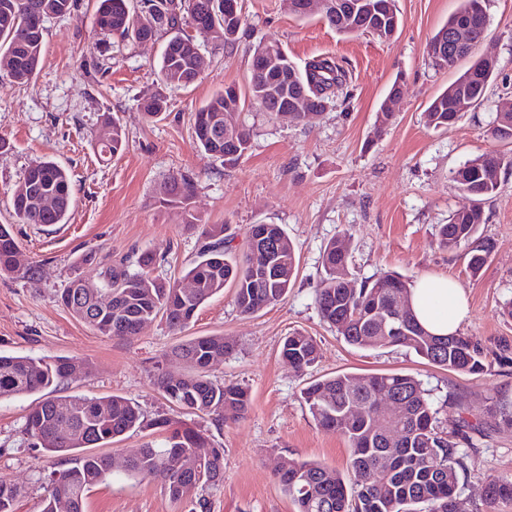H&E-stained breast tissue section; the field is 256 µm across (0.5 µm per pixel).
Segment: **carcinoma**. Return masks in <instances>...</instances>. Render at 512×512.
<instances>
[{
	"label": "carcinoma",
	"mask_w": 512,
	"mask_h": 512,
	"mask_svg": "<svg viewBox=\"0 0 512 512\" xmlns=\"http://www.w3.org/2000/svg\"><path fill=\"white\" fill-rule=\"evenodd\" d=\"M385 0H362V16L343 20L326 14V22L340 34L364 33L371 23L383 19L375 36L389 40L391 16L384 12ZM481 0H463L462 6L448 18L446 27L468 20L474 5ZM74 0H0V72L17 83L31 81L43 60L45 29L31 31L33 25L49 16L71 14ZM207 24L213 37L234 46L244 34V21L224 13V0H99L97 27L122 44L142 43L162 32H170L160 61V80L178 89L194 82L205 69L207 60L192 38L182 34L183 27L195 22ZM284 69L295 76L288 97L269 100L265 111L288 105V100L306 92L315 104H329L335 94L347 88V70L332 58L321 57L298 69L289 59ZM283 69L273 66L251 69L248 85L234 84L212 96L192 113L195 142L212 157L235 163L251 148L249 130L224 111L257 100L260 87L281 80ZM455 84L436 96L426 112V124L447 127L459 119ZM147 119L161 117L168 99L154 94L142 100ZM492 138L512 144V105L496 113L490 127ZM100 151L117 155L125 149L123 129L110 115L102 118L97 136ZM512 166V158L500 153L480 155L454 172L453 180L474 204L458 210L440 225L436 243L454 250L461 243L470 245L468 268L477 273L487 261L492 246L477 237L484 223L481 207L486 197L496 192L502 169ZM194 178L180 173L171 178L167 190L170 202L182 209L184 227L199 232L202 244L184 279L195 284L189 294L175 282L158 281L150 276L156 256L142 252L136 260L138 270L120 266L106 268L97 282L74 277L60 294L61 304L77 320L108 336H128L140 326L160 316L173 330L187 327L198 307L207 299L234 288V301L240 314L250 316L282 301L291 288L297 270L294 245L280 224H254L248 230L247 250L235 254L234 235L225 224H202L193 212L191 200ZM48 194L56 204L44 209L35 197ZM73 205L72 181L68 172L52 161H41L27 171L12 189L10 206L21 224H64ZM272 239L277 249L265 260L256 245L262 238ZM18 244L9 226L0 225V272L34 278L31 268L16 264ZM324 276L315 301L322 319L344 340L367 350L405 346L427 362L450 371L480 374L488 363L482 345L471 336L437 337L427 333L411 312L393 309V295L409 293L410 283L402 277L384 273L360 284L348 278L349 248L342 239L330 241L322 253ZM388 312L395 322L407 326L408 334H395L383 325L380 316ZM234 345L222 335L199 336L178 344L170 357L188 365L190 372L177 383L166 377L157 386L163 397L183 410L224 420V414L244 415L249 395L237 384H225L209 378V361L228 355ZM281 354L298 371L312 367L318 357L316 340L302 332L286 337ZM77 359L61 357L53 361L29 356L0 354V397L57 391L61 384L76 378ZM389 389L401 393L387 424L382 425L375 412L377 396ZM303 399L317 424L343 435L351 450L347 474L317 462L294 461L288 471L278 474L283 490L295 503L297 512H456L460 498V471L465 469L464 454L456 438L471 431L484 434L482 422L458 419L450 432L440 429V408L423 389L420 380L409 374L378 373L337 374L308 385ZM361 412L349 419L351 406ZM106 412H101L100 408ZM497 425L512 429V402H496L490 409ZM145 427L139 406L132 400L114 395L94 399L81 395L47 396L28 415L26 434L34 447L57 454L65 468L50 476L41 512H58L65 501L66 512H85L84 504L92 487L112 474V457L91 452L112 443L124 434ZM150 427L165 432L163 443H148L127 459L124 471L131 477L159 478L169 498L181 501L193 492L218 485L224 479V449H212L211 459L200 472L188 464L195 449L208 447L206 437L190 424L160 416ZM19 489L0 479V512H15ZM512 503V480H485L486 512H496L501 504Z\"/></svg>",
	"instance_id": "cac0c4a2"
}]
</instances>
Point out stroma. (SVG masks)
Segmentation results:
<instances>
[{"label": "stroma", "instance_id": "stroma-1", "mask_svg": "<svg viewBox=\"0 0 512 512\" xmlns=\"http://www.w3.org/2000/svg\"><path fill=\"white\" fill-rule=\"evenodd\" d=\"M461 0H397L398 33L381 40L366 33L345 36L314 14L300 19L283 0H243L247 34L224 47L186 27L208 64L188 87L165 90L158 71L165 38L115 47L94 25L97 0H75L70 15L45 19L43 61L30 83L0 76V224L19 244L36 280L0 275V353L52 360L75 357L85 374L65 383L62 394L90 398L120 395L138 403L145 418H184L224 451V480L205 489L210 512H296L279 486L282 461H316L338 471L349 466L342 435L321 428L301 398L309 382L342 372H398L415 376L451 425L458 417L486 419L496 398L512 401V356L492 361L480 375L451 372L404 346L362 350L348 345L323 321L315 303L322 252L333 239L350 242L349 271L356 280L393 272L415 281L443 276L464 289L469 316L461 333L488 350L512 346V319L500 316L512 298V168L482 205L480 238L494 249L478 274L467 268L468 244L439 249L436 234L449 215L468 206L452 180L467 161L504 151L489 134L499 103L512 100V0H485L486 49L497 57V75L478 108L448 127L427 126L431 99L466 69L436 66L427 47ZM275 42L297 67L318 57L336 58L350 75L349 94L334 99L306 122L277 119L258 104L239 120L251 148L237 164L201 153L190 116L225 85L246 86L251 49ZM404 95L392 123L377 129V112L395 77ZM165 92L169 116L148 121L142 99ZM126 135L124 151L100 154L95 141L103 115ZM52 160L68 170L74 205L66 223L18 224L10 192L30 166ZM193 176L192 207L205 224L228 223L238 239L251 225H283L299 261L285 300L252 316L241 315L233 288L204 302L183 330L157 319L132 336H105L74 318L58 296L75 276L98 279L103 268H135L153 252V278H180L196 257L198 235L182 228L180 211L168 204L171 176ZM93 263H82L86 253ZM300 331L318 343V358L297 371L280 354L286 336ZM230 337L234 350L209 368L212 379L246 387L247 413L215 421L188 415L166 401L160 376L186 374L170 350L198 336ZM42 394L0 398V478L17 485L15 512H40L45 481L59 470L55 454L32 447L25 421ZM466 472L460 495L469 512L482 507L486 477L512 479V429L488 427L485 437L461 441ZM87 512H190V500L171 501L160 480L132 478L115 468L85 500Z\"/></svg>", "mask_w": 512, "mask_h": 512}]
</instances>
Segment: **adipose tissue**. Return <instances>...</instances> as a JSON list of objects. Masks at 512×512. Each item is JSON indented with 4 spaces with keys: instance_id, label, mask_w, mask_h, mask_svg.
<instances>
[{
    "instance_id": "adipose-tissue-1",
    "label": "adipose tissue",
    "mask_w": 512,
    "mask_h": 512,
    "mask_svg": "<svg viewBox=\"0 0 512 512\" xmlns=\"http://www.w3.org/2000/svg\"><path fill=\"white\" fill-rule=\"evenodd\" d=\"M412 310L431 334L449 336L460 331L468 317L463 288L446 277H424L411 288Z\"/></svg>"
}]
</instances>
